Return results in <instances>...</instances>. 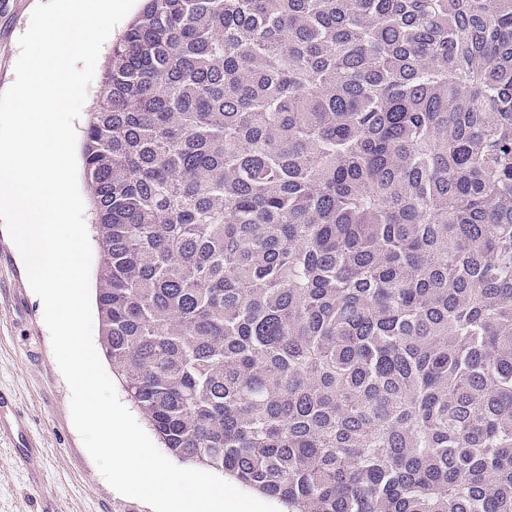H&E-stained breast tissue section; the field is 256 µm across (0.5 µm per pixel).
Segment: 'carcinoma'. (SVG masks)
Returning <instances> with one entry per match:
<instances>
[{
	"label": "carcinoma",
	"mask_w": 512,
	"mask_h": 512,
	"mask_svg": "<svg viewBox=\"0 0 512 512\" xmlns=\"http://www.w3.org/2000/svg\"><path fill=\"white\" fill-rule=\"evenodd\" d=\"M82 156L165 448L288 512H512V0H145Z\"/></svg>",
	"instance_id": "obj_1"
}]
</instances>
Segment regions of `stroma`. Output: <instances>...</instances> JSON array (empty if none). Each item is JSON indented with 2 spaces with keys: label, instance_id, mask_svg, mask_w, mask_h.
<instances>
[{
  "label": "stroma",
  "instance_id": "35a3bbf8",
  "mask_svg": "<svg viewBox=\"0 0 512 512\" xmlns=\"http://www.w3.org/2000/svg\"><path fill=\"white\" fill-rule=\"evenodd\" d=\"M38 0H0V93L14 82L19 38ZM0 391L12 396L43 450L38 474L0 437V512H153L103 479L75 429L70 388L55 360L43 304L0 224Z\"/></svg>",
  "mask_w": 512,
  "mask_h": 512
}]
</instances>
